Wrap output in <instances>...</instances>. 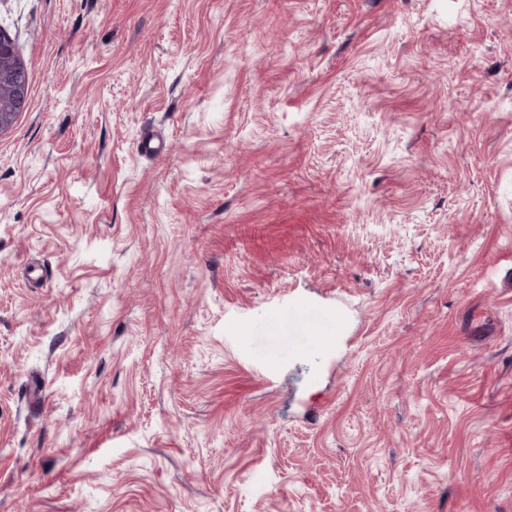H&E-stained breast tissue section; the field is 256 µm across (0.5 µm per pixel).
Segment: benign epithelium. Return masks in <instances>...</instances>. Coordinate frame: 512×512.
<instances>
[{
  "mask_svg": "<svg viewBox=\"0 0 512 512\" xmlns=\"http://www.w3.org/2000/svg\"><path fill=\"white\" fill-rule=\"evenodd\" d=\"M29 80L15 41L0 32V133L28 104Z\"/></svg>",
  "mask_w": 512,
  "mask_h": 512,
  "instance_id": "7a95c632",
  "label": "benign epithelium"
}]
</instances>
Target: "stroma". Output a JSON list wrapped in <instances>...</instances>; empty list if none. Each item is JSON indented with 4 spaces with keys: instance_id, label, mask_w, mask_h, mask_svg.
I'll return each mask as SVG.
<instances>
[{
    "instance_id": "stroma-1",
    "label": "stroma",
    "mask_w": 512,
    "mask_h": 512,
    "mask_svg": "<svg viewBox=\"0 0 512 512\" xmlns=\"http://www.w3.org/2000/svg\"><path fill=\"white\" fill-rule=\"evenodd\" d=\"M0 28V512H512V0ZM29 80L15 41L0 32V133L28 104Z\"/></svg>"
}]
</instances>
